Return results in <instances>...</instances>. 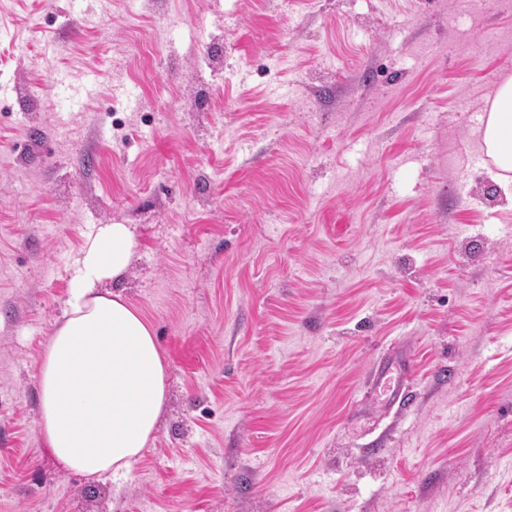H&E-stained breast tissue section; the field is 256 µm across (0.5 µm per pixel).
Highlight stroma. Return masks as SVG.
I'll return each instance as SVG.
<instances>
[{"mask_svg":"<svg viewBox=\"0 0 512 512\" xmlns=\"http://www.w3.org/2000/svg\"><path fill=\"white\" fill-rule=\"evenodd\" d=\"M508 77L512 0H0V512H512V201L474 135ZM105 224L167 402L97 482L37 366ZM411 358L394 359L390 354L373 361L367 372L371 400H376L386 411L396 403L404 404L407 385L412 378Z\"/></svg>","mask_w":512,"mask_h":512,"instance_id":"stroma-1","label":"stroma"}]
</instances>
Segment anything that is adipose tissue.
Instances as JSON below:
<instances>
[{"label":"adipose tissue","mask_w":512,"mask_h":512,"mask_svg":"<svg viewBox=\"0 0 512 512\" xmlns=\"http://www.w3.org/2000/svg\"><path fill=\"white\" fill-rule=\"evenodd\" d=\"M492 176L512 200V78L492 92L476 129ZM137 243L124 224L101 226L77 262L65 318L38 366V427L68 469L97 481L129 467L152 440L166 397V366L147 320L97 282L125 272Z\"/></svg>","instance_id":"1"}]
</instances>
